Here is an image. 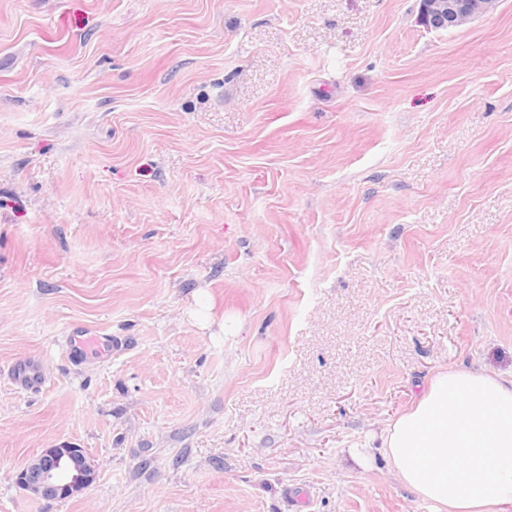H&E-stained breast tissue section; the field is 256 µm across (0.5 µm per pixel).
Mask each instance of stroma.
I'll use <instances>...</instances> for the list:
<instances>
[{"mask_svg":"<svg viewBox=\"0 0 512 512\" xmlns=\"http://www.w3.org/2000/svg\"><path fill=\"white\" fill-rule=\"evenodd\" d=\"M448 369L512 376V0H0V512H433L381 436ZM496 0H420L419 18L431 27L462 26L491 10ZM115 342L110 334L87 336L84 330L76 329L66 336L65 347L70 362L81 365L89 361L111 359ZM10 378L16 387L28 392L41 390L46 379L41 362L33 357L20 358L12 367ZM95 468L82 448L61 443L45 448L17 473V483L46 499H64L88 488Z\"/></svg>","mask_w":512,"mask_h":512,"instance_id":"35a3bbf8","label":"stroma"}]
</instances>
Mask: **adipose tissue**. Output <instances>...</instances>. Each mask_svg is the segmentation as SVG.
I'll list each match as a JSON object with an SVG mask.
<instances>
[{
    "instance_id": "obj_1",
    "label": "adipose tissue",
    "mask_w": 512,
    "mask_h": 512,
    "mask_svg": "<svg viewBox=\"0 0 512 512\" xmlns=\"http://www.w3.org/2000/svg\"><path fill=\"white\" fill-rule=\"evenodd\" d=\"M382 446L396 477L435 512H503L512 504V380L438 373ZM457 461L465 470L449 471Z\"/></svg>"
}]
</instances>
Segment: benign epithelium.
Here are the masks:
<instances>
[{"mask_svg": "<svg viewBox=\"0 0 512 512\" xmlns=\"http://www.w3.org/2000/svg\"><path fill=\"white\" fill-rule=\"evenodd\" d=\"M496 0H420L419 18L445 29L462 26L491 10ZM95 468L84 450L68 443L45 448L17 473V483L46 499H64L88 488Z\"/></svg>", "mask_w": 512, "mask_h": 512, "instance_id": "benign-epithelium-1", "label": "benign epithelium"}]
</instances>
